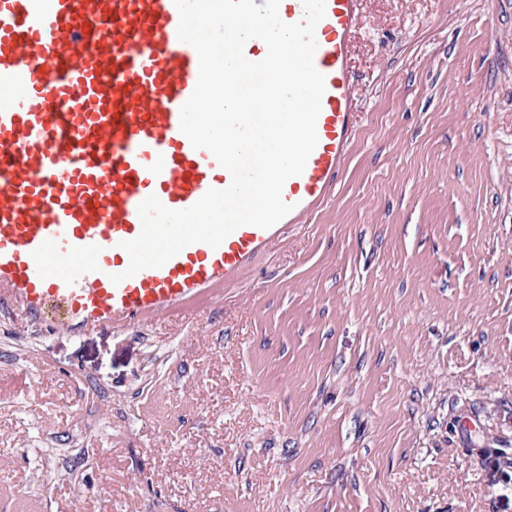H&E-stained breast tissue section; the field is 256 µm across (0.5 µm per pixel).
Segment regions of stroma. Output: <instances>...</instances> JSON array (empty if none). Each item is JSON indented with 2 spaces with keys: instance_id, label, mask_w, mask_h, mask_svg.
Instances as JSON below:
<instances>
[{
  "instance_id": "stroma-1",
  "label": "stroma",
  "mask_w": 512,
  "mask_h": 512,
  "mask_svg": "<svg viewBox=\"0 0 512 512\" xmlns=\"http://www.w3.org/2000/svg\"><path fill=\"white\" fill-rule=\"evenodd\" d=\"M335 198L236 287L0 312V512H512V0H359Z\"/></svg>"
}]
</instances>
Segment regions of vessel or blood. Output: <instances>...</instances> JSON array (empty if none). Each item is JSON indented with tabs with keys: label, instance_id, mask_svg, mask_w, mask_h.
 Masks as SVG:
<instances>
[{
	"label": "vessel or blood",
	"instance_id": "vessel-or-blood-1",
	"mask_svg": "<svg viewBox=\"0 0 512 512\" xmlns=\"http://www.w3.org/2000/svg\"><path fill=\"white\" fill-rule=\"evenodd\" d=\"M179 19L174 0H0L1 308L68 333L174 313L235 284L334 198L359 118L349 71L358 0H326L315 29L325 93L318 144L283 187L292 211L125 277L121 244L139 236L149 195L184 210L231 181L180 129L199 58L179 40Z\"/></svg>",
	"mask_w": 512,
	"mask_h": 512
}]
</instances>
